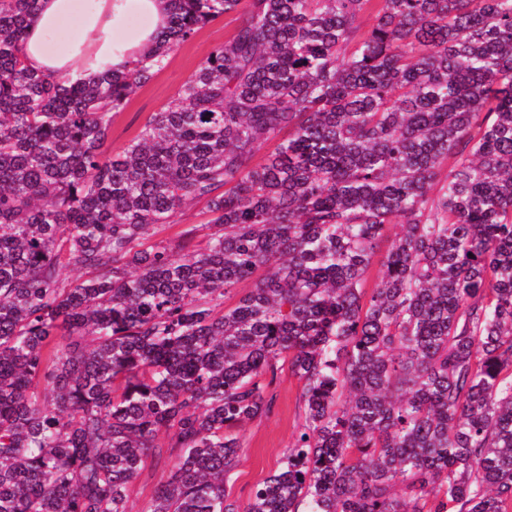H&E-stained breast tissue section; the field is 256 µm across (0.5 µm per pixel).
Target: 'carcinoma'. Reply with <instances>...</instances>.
<instances>
[{
    "mask_svg": "<svg viewBox=\"0 0 512 512\" xmlns=\"http://www.w3.org/2000/svg\"><path fill=\"white\" fill-rule=\"evenodd\" d=\"M171 2L154 64L90 86L30 71L37 0H0V512H130L167 453L141 512H512V0ZM197 204L202 242H152ZM285 370L303 424L243 506ZM235 18V14L224 15L207 23L191 41L171 52L165 68L139 89L114 118L105 145L109 152L125 147L137 135L146 118L174 98L206 54L231 35L236 25ZM170 467L168 459H152L148 458L145 463L141 475L137 478L131 487L129 493V506L132 512H140L151 499L155 489L166 476Z\"/></svg>",
    "mask_w": 512,
    "mask_h": 512,
    "instance_id": "cac0c4a2",
    "label": "carcinoma"
}]
</instances>
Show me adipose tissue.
<instances>
[{"mask_svg":"<svg viewBox=\"0 0 512 512\" xmlns=\"http://www.w3.org/2000/svg\"><path fill=\"white\" fill-rule=\"evenodd\" d=\"M170 11L171 0H38L20 55L47 80L92 85L155 45ZM73 16L77 36L64 48H50L52 33Z\"/></svg>","mask_w":512,"mask_h":512,"instance_id":"adipose-tissue-1","label":"adipose tissue"}]
</instances>
